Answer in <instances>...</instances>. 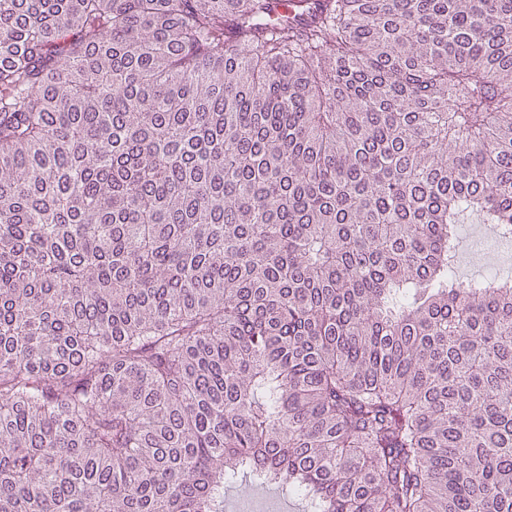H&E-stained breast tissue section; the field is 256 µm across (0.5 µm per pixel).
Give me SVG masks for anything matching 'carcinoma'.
I'll list each match as a JSON object with an SVG mask.
<instances>
[{"instance_id": "obj_1", "label": "carcinoma", "mask_w": 512, "mask_h": 512, "mask_svg": "<svg viewBox=\"0 0 512 512\" xmlns=\"http://www.w3.org/2000/svg\"><path fill=\"white\" fill-rule=\"evenodd\" d=\"M291 4L0 0V512H512V0ZM457 273L461 278L485 275L504 264H512V242L494 236L489 224H481L477 217H469L461 229ZM242 493L234 485L227 489L224 512H304L306 509L301 498L286 496L274 486L252 484L247 497Z\"/></svg>"}]
</instances>
